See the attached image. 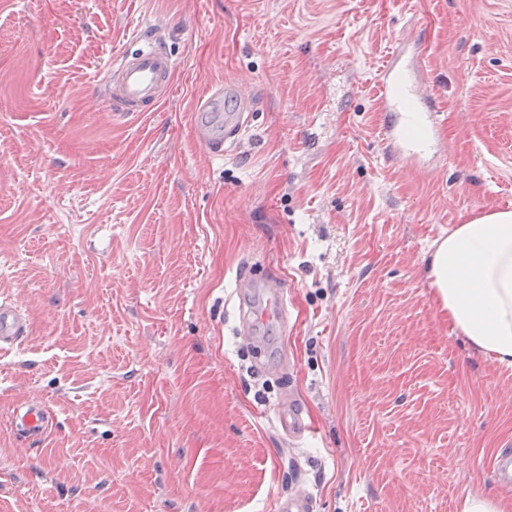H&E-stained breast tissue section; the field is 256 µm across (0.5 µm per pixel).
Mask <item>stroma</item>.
I'll return each instance as SVG.
<instances>
[{"label": "stroma", "mask_w": 512, "mask_h": 512, "mask_svg": "<svg viewBox=\"0 0 512 512\" xmlns=\"http://www.w3.org/2000/svg\"><path fill=\"white\" fill-rule=\"evenodd\" d=\"M179 61L155 112L97 85L135 33ZM418 42L429 172L380 149L369 84ZM258 109L208 157L193 101ZM512 209V0H0V512H460L512 497V369L471 355L425 277L453 225ZM276 276L289 330L239 336L236 274ZM293 392L312 427L289 440ZM56 415L19 441L13 408ZM28 332V320L25 312L11 300H0V349L13 347L20 343ZM314 497L304 491H295L287 496H280L275 504L277 512H314ZM512 498L488 497L479 494H466L462 512H511Z\"/></svg>", "instance_id": "35a3bbf8"}]
</instances>
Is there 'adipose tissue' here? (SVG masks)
<instances>
[{"label": "adipose tissue", "mask_w": 512, "mask_h": 512, "mask_svg": "<svg viewBox=\"0 0 512 512\" xmlns=\"http://www.w3.org/2000/svg\"><path fill=\"white\" fill-rule=\"evenodd\" d=\"M426 277L440 310L472 351L512 367V211L491 210L435 241Z\"/></svg>", "instance_id": "adipose-tissue-1"}]
</instances>
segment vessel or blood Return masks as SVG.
I'll use <instances>...</instances> for the list:
<instances>
[{
  "label": "vessel or blood",
  "mask_w": 512,
  "mask_h": 512,
  "mask_svg": "<svg viewBox=\"0 0 512 512\" xmlns=\"http://www.w3.org/2000/svg\"><path fill=\"white\" fill-rule=\"evenodd\" d=\"M134 48L124 51L112 61L100 89L111 111L122 115L154 112L174 93L177 60L162 38L154 34L134 35ZM425 58L422 51L397 49L388 62L372 75L374 104L385 114L382 127V150L385 156L405 158L414 164L433 166L439 152L437 127L439 113L436 100L423 86ZM194 131L205 152L212 157L223 156L234 144L252 110L250 100L229 92L223 85L208 86L193 105ZM239 294L262 291L266 297L263 311L241 309L240 317L247 329H254L261 318L275 320L280 329H287L286 287L277 280L257 281L249 276L238 277ZM28 332L25 312L11 300H0V349L20 343ZM55 424V416L44 403L25 402L13 410V429L17 437L38 442ZM280 424L290 439L309 433L310 426L295 399L281 404ZM312 495L296 491L279 497L276 512H314Z\"/></svg>",
  "instance_id": "1"
}]
</instances>
